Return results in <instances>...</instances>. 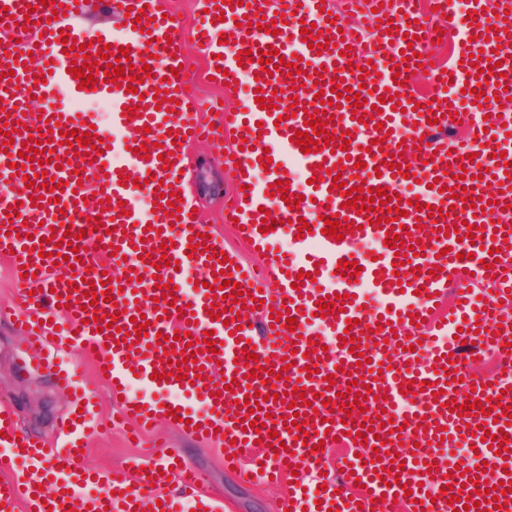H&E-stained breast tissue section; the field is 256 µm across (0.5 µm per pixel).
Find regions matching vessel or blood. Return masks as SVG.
<instances>
[{
  "label": "vessel or blood",
  "instance_id": "1",
  "mask_svg": "<svg viewBox=\"0 0 512 512\" xmlns=\"http://www.w3.org/2000/svg\"><path fill=\"white\" fill-rule=\"evenodd\" d=\"M63 13L53 16L42 0H0L8 7L9 18L0 20V49L12 73L0 76V126L14 128L12 143L0 144V256L9 257L15 283L20 291L12 308L21 318V330L29 347L37 348L56 386L70 392L73 409L69 417L72 436L60 448H48L17 436L10 417L0 416V471L17 462L49 458L53 466L46 472H32L26 480H0V512H17L22 500H31L37 512H133L152 507L153 512H180L177 501L163 497L162 488L176 481L181 488L201 493L206 478L196 467L184 463L180 452L161 451L158 461L148 463L138 477L115 470L97 477H84L81 444L88 438L94 394L84 387L76 367L64 364L59 349L70 347L93 357L98 374L107 376L110 387L123 397L122 414L139 429L167 418L177 409L181 431L200 438H217L223 444L245 442L259 448L252 473L278 478L291 471L320 467L323 453L313 445L332 442L335 436L351 434L359 450L352 456L351 472L330 480L318 502L309 503L308 512H373L375 500L404 501L409 512H455L452 498L475 495L478 504L469 512H512V420L504 415L512 406V328L499 326L495 317L502 307L512 306V224L498 220L503 207L512 204V129L495 127L485 132V124L474 120L472 137L452 147L447 129L455 116V105L442 80L453 79L465 89H476L486 97H512V44L504 41L506 13L512 0H500L498 10H490L487 0H471L475 18H462L457 28L460 44L457 60L450 67L431 71L438 88L428 96L400 91L397 77H410L418 69V55L425 52L430 27L424 19L420 0H391L388 8L367 13L374 37L356 68H349L341 51L357 46L362 26L346 23L343 14L323 12L321 0H204L190 34H183L175 15H164V0H117L122 12L120 31L104 27L94 32L75 28V18L85 14L87 0H59ZM283 24L280 34L268 32L271 20ZM315 24L328 31L331 47L316 52L303 42V24ZM396 32H389V25ZM228 43H221V35ZM415 43H408V36ZM194 41L203 54L208 75L217 85L233 89L242 85L240 104L220 111L217 127L204 123L187 86V41ZM84 45L94 56L104 45L126 47L135 68L150 65L152 74L130 93L106 81V63L94 66L95 87L80 85L69 72L71 59L64 44ZM278 49L284 65L263 73L259 62H239L242 49ZM480 55L478 67L469 56ZM298 62L301 71L290 74L287 65ZM178 76H171V69ZM341 77L344 86L359 89L363 111L380 105V113L362 124L353 119L349 101L340 106H321L319 92L329 90L331 80ZM59 93L61 105L29 115L30 104L48 93ZM401 103L416 102V110L392 107L390 96ZM97 98L108 103L114 127L124 129L122 139L104 134L103 154H81L80 142L69 145H40L37 177L27 184L20 154L23 142L38 131L71 130L86 132L94 117L77 112L73 101ZM138 114H130V107ZM325 110L331 119L326 129L331 135L328 148L303 153L296 146L297 130L303 129L306 115ZM383 130H376V123ZM236 141L224 167L232 171L231 190L224 201L226 220H238L237 236L245 242H261L264 258L257 265H243L236 254L226 263L216 255L224 249L218 237H204V225L195 214L180 171L185 165L187 145L211 141L223 151L227 134ZM383 146H376V139ZM421 140L423 164L405 156L407 139ZM149 145L148 158L135 154V147ZM270 154L267 173H260V159ZM397 154L398 166L388 169L384 160ZM301 161L306 173L322 165L327 173L321 181L301 187L290 186L286 197L273 195L276 181L288 180V159ZM410 165L411 177H404L403 165ZM342 166L348 186L388 188L402 209L398 220L380 222L379 211L357 214L344 207L342 190L333 188L332 169ZM96 185H79L80 176ZM61 183L54 189L53 202L38 203L46 177ZM144 187H137V180ZM466 188L468 201H453L456 188ZM180 195L181 212L173 218L163 211H151L142 203L143 194L153 191ZM420 200L426 208L410 209L409 201ZM299 209H290V201ZM442 208L443 216L429 218L428 207ZM276 219L274 231L261 230L264 214ZM339 217L341 223L356 228L343 240L324 235L326 219ZM311 230H297L298 219ZM458 226L459 233L446 229ZM409 228L413 254L402 266H395V252L385 245L388 233ZM475 237H468V229ZM289 236L292 250L273 251L272 245ZM54 244H47V237ZM102 243L104 253L92 244ZM371 243L375 256L360 252ZM164 248L167 264L156 268L151 258L142 257L141 248ZM498 256H491V249ZM78 253L72 265L65 258ZM108 256L121 279H102L99 256ZM360 266L358 275H338L339 261ZM421 274H414V267ZM475 272L491 284L490 294L480 296L463 291L448 317L435 312L438 294L444 293L456 272ZM224 274L246 293L245 305L214 298L206 284L214 274ZM172 281L177 303L156 289L157 279ZM105 283L113 299L91 302L85 291L88 283ZM342 295L343 307L327 308L318 316V300ZM256 310L255 319L240 318L242 307ZM224 310L223 319L210 317V308ZM290 312L295 329L285 322H271L272 311ZM420 315V327H413L412 315ZM116 317V328L98 329L96 317ZM145 317L144 337H137L135 317ZM415 328L416 334L393 341V331ZM190 333V340L175 339V332ZM212 332L213 344L203 341ZM351 333L359 353L342 347L340 337ZM291 347H284V340ZM253 346L259 366L285 370L286 381L252 376L242 349ZM193 349L194 361H184L182 353ZM504 356L508 369L494 380L472 379L466 364L486 350ZM366 364H359V357ZM458 371L462 382H450L447 372ZM183 380H176V373ZM334 377L327 385L326 377ZM151 382L156 391L173 393L169 403L131 394L132 379ZM356 380L357 392L373 390L366 406L356 405L347 395L349 380ZM410 393H402L403 384ZM311 396L310 404L296 403L297 392ZM264 394L257 411L245 405L246 395ZM480 401L488 415H466L460 406ZM457 410H450V402ZM314 410L312 424L292 427L295 413ZM252 416L273 430L270 442L259 441L254 430H243L241 420ZM378 429L379 434L361 439V426ZM400 431L401 442L391 439ZM508 433L507 456L497 455L485 441V434ZM468 447L467 475H453L454 463L440 453L443 439ZM387 451L379 462V451ZM494 466L496 481L509 492L502 501L478 492L476 479L482 478L481 464ZM365 486L354 493L355 483Z\"/></svg>",
  "mask_w": 512,
  "mask_h": 512
}]
</instances>
